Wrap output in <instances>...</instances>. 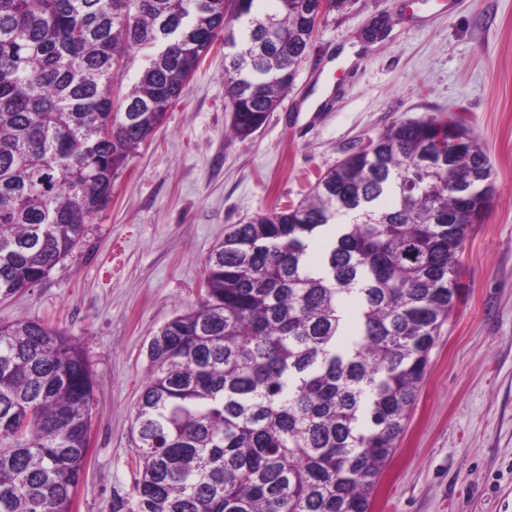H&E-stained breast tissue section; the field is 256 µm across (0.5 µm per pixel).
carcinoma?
Instances as JSON below:
<instances>
[{"mask_svg":"<svg viewBox=\"0 0 512 512\" xmlns=\"http://www.w3.org/2000/svg\"><path fill=\"white\" fill-rule=\"evenodd\" d=\"M224 2L0 0V299L82 244L215 41L230 129L246 139L291 87L316 15L348 0H231L230 19ZM489 179L460 117L401 122L299 204L230 225L196 306L148 343L134 482L103 512H370L459 298ZM94 389L64 331L0 321V512H72Z\"/></svg>","mask_w":512,"mask_h":512,"instance_id":"1","label":"carcinoma"}]
</instances>
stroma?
<instances>
[{
  "label": "stroma",
  "instance_id": "35a3bbf8",
  "mask_svg": "<svg viewBox=\"0 0 512 512\" xmlns=\"http://www.w3.org/2000/svg\"><path fill=\"white\" fill-rule=\"evenodd\" d=\"M212 48L49 278L0 300V321L79 341L96 379L74 512L133 482L131 415L157 330L199 299L228 225L298 204L393 123L462 116L495 194L460 255V297L371 512H512V0H350L323 17L292 88L250 139L229 132Z\"/></svg>",
  "mask_w": 512,
  "mask_h": 512
}]
</instances>
